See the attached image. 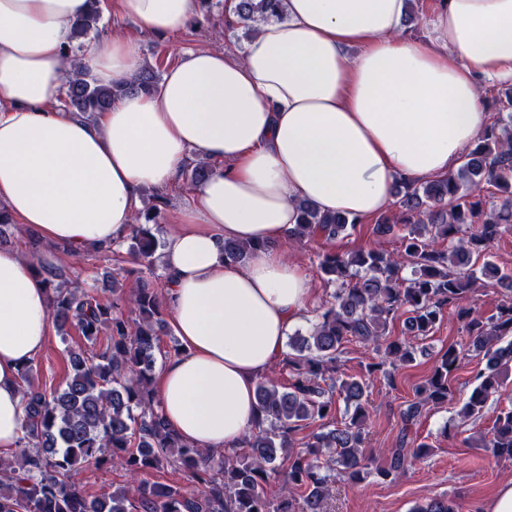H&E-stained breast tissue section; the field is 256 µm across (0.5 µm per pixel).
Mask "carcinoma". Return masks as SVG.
<instances>
[{
    "instance_id": "cac0c4a2",
    "label": "carcinoma",
    "mask_w": 512,
    "mask_h": 512,
    "mask_svg": "<svg viewBox=\"0 0 512 512\" xmlns=\"http://www.w3.org/2000/svg\"><path fill=\"white\" fill-rule=\"evenodd\" d=\"M280 2L238 0L234 11L263 23L280 17ZM99 21L98 0H91L88 12L75 22V39L97 32ZM158 75L143 65L131 79L102 86L73 59L66 71L65 108L94 121L127 94L151 93ZM211 171L210 164L191 161L186 180L196 186ZM395 196L390 214L380 215L376 225L382 237L399 233V252L378 246L317 255L319 274L337 285L333 303L318 315L310 334L289 339L291 352L281 360L288 384L275 375L257 383L263 418L245 436L242 454L217 457L182 440L168 427L154 397L156 353L168 327L153 273L161 247L153 232L157 207L136 211L129 234L128 255L140 268L125 266L115 251L99 250L112 256L110 297L65 279L61 268L31 263L48 291L53 325L63 336L76 329L87 347L70 355L71 374L53 392L35 384L31 365L22 368L24 436L18 454L0 458V512H326L336 480L357 484L370 465L363 451L371 410L368 385L361 377H341L345 344L383 351L368 371L382 372L391 385L393 376L385 365L412 363L416 341L433 335L450 314L463 323V339L448 346L415 389V399L401 410L399 440L388 449L378 474L395 478L430 453L424 442L409 447L407 435L427 406L453 401L449 377L466 351L483 356L485 364L476 371L458 415L482 418L501 388L503 373L512 369V298L486 318L463 301L479 281L512 287V274L488 254L492 243L512 232V113L483 131L456 171L419 185L403 181ZM299 212L292 233L299 241L344 238L359 224L340 213L322 215L307 203ZM265 247L226 241L223 251L244 262ZM408 264L414 268L409 279L402 276ZM131 276L134 286L128 289ZM127 309L136 318L125 317ZM400 315L405 332L391 336L389 323ZM101 336L108 342L98 350ZM338 397L347 406V418L339 424ZM316 422L318 431L298 437ZM480 447L496 459L512 461V406L494 409L490 436L481 437ZM90 464L119 467L133 484L90 499L74 487L77 472ZM167 468L187 473L189 488L151 479ZM275 480L282 493L273 499L267 486ZM412 512H458V506L435 497Z\"/></svg>"
}]
</instances>
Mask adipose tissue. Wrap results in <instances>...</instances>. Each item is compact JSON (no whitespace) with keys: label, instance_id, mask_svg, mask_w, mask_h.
<instances>
[{"label":"adipose tissue","instance_id":"ef3b65f1","mask_svg":"<svg viewBox=\"0 0 512 512\" xmlns=\"http://www.w3.org/2000/svg\"><path fill=\"white\" fill-rule=\"evenodd\" d=\"M199 0H113L146 34H175ZM89 0H0V205L74 252L119 247L142 188L210 163L162 250L164 302L181 351L155 394L180 437L233 452L258 421V381L285 353L311 279L284 250L300 203L361 220L396 181L447 175L484 131L487 84H512V0H445L429 35L407 34L409 0H282L242 47L183 53L152 95L90 122L62 104L61 74ZM79 57L95 82L129 80V42L100 35ZM225 240L266 241L248 262ZM51 330L41 278L0 247V453L19 447V370Z\"/></svg>","mask_w":512,"mask_h":512}]
</instances>
